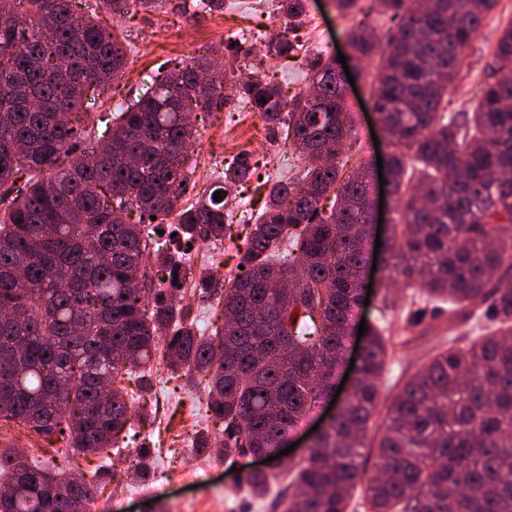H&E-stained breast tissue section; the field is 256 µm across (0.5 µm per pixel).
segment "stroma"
I'll return each mask as SVG.
<instances>
[{"instance_id":"obj_1","label":"stroma","mask_w":512,"mask_h":512,"mask_svg":"<svg viewBox=\"0 0 512 512\" xmlns=\"http://www.w3.org/2000/svg\"><path fill=\"white\" fill-rule=\"evenodd\" d=\"M265 8L238 6L236 0H224L223 13L197 15L192 12H144L126 16L123 27L132 44L127 49V72L112 84L104 101H92V111L115 112L132 99L149 92L156 69L163 63L189 62L213 57L216 50L229 43L259 46L261 38L270 37L284 25L276 10L277 0H266ZM307 14L299 30L302 51L311 55L345 52L346 19L336 15L330 0H307ZM512 21V0H499L496 9L484 20L476 39L466 53L463 68L448 90V109L462 112L473 107L501 28ZM355 88L348 91L347 103L362 156L388 153L387 143H374L372 135L379 127L367 104L373 69L349 62ZM198 136L191 152L195 169L191 179L197 190L211 187L225 161L242 150L254 152L264 159L270 172L286 175L297 171L300 161L291 145L280 135L269 132L254 113L235 106L211 114L198 113ZM261 191L256 180L231 190L229 200L232 236L216 244L196 247L194 267L221 279L233 277L237 248L263 209ZM373 291L368 306L362 307V318L376 321L386 317L393 330L391 359L380 380V411L369 423L367 441L361 462L373 470L376 457L374 443L380 437L389 405L406 379L448 344L467 346L472 336L468 325L449 324L447 311L436 308L435 301L414 299L390 285V273L384 266L366 273ZM389 285L381 294L380 285ZM421 310L420 322H408L407 313ZM158 384L152 407L156 420L147 438L157 456L154 466L160 478L149 485L130 482L127 470L133 465L134 451H127L125 461L117 464L113 482L98 494L105 512H275L271 499H256L241 490L237 477L250 469L251 460L224 458L218 452L196 454L188 439L206 427L207 421L199 405L205 382L187 379L157 365Z\"/></svg>"}]
</instances>
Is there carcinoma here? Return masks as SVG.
I'll use <instances>...</instances> for the list:
<instances>
[{"instance_id":"cac0c4a2","label":"carcinoma","mask_w":512,"mask_h":512,"mask_svg":"<svg viewBox=\"0 0 512 512\" xmlns=\"http://www.w3.org/2000/svg\"><path fill=\"white\" fill-rule=\"evenodd\" d=\"M114 15L174 0H95ZM346 18L387 17L378 36L361 20L345 30L353 60L381 58L371 86L388 144L389 194L401 229L386 262L402 288L448 299V313L488 303L496 329L448 346L414 372L388 407L374 471L360 458L379 405L390 340L368 327L351 397L275 508L347 512L355 490L367 512H512V23L484 68L469 112L446 114L448 88L498 0H332ZM288 26L253 58L227 45L212 61L162 66L152 93L115 113L108 140L89 126V91L127 65L129 35L109 30L76 0H0V421H17L75 454L105 455L146 427L155 375L167 368L209 377L200 401L219 429L195 434L196 451L224 458L276 455L294 426L328 394L355 325L364 281L374 163L349 165L343 72L331 56H304L315 96L285 99L262 65L301 51L306 0H278ZM279 129L303 160L295 178L265 175V205L238 247L224 286L195 271L189 245L230 236L227 194L261 168L240 151L221 185L186 199L193 111H219L229 95ZM267 102H261V99ZM221 199L214 201L215 192ZM335 197L330 213L320 207ZM135 211L138 222L127 221ZM176 224L177 236L161 233ZM185 281L220 297L222 331L198 327L178 298ZM130 370L138 397L117 375ZM138 449L132 474L157 472ZM253 471L263 497L288 471ZM102 463L78 482L35 457L0 451V512H83L106 485Z\"/></svg>"}]
</instances>
